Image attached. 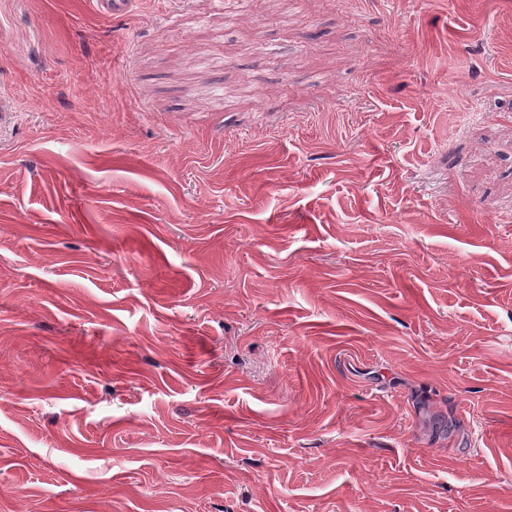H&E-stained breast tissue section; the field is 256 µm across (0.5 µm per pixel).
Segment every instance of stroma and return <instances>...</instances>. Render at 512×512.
<instances>
[{"mask_svg": "<svg viewBox=\"0 0 512 512\" xmlns=\"http://www.w3.org/2000/svg\"><path fill=\"white\" fill-rule=\"evenodd\" d=\"M512 0H0V512H512Z\"/></svg>", "mask_w": 512, "mask_h": 512, "instance_id": "1", "label": "stroma"}]
</instances>
